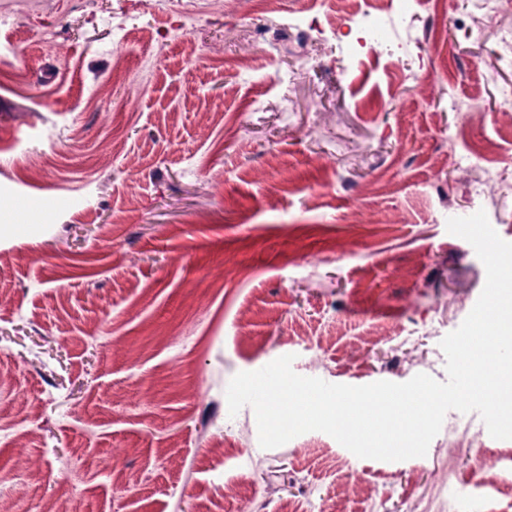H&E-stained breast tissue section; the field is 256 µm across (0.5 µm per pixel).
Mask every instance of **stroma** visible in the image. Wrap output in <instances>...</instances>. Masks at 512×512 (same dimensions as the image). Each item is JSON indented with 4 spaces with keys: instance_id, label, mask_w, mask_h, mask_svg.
<instances>
[{
    "instance_id": "35a3bbf8",
    "label": "stroma",
    "mask_w": 512,
    "mask_h": 512,
    "mask_svg": "<svg viewBox=\"0 0 512 512\" xmlns=\"http://www.w3.org/2000/svg\"><path fill=\"white\" fill-rule=\"evenodd\" d=\"M342 22L340 0H0L10 512H512V439L478 413L387 462L321 431L265 449L229 412L234 375L288 354L333 384L447 381L486 282L447 221L512 242V4L420 0L395 55Z\"/></svg>"
}]
</instances>
